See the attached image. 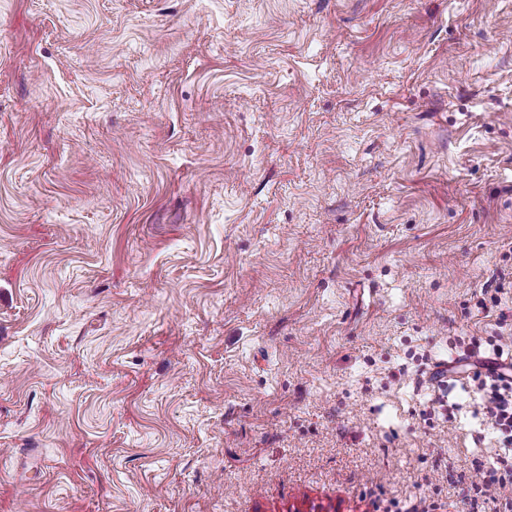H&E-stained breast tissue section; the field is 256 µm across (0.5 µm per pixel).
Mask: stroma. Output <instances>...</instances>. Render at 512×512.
Instances as JSON below:
<instances>
[{"label": "stroma", "mask_w": 512, "mask_h": 512, "mask_svg": "<svg viewBox=\"0 0 512 512\" xmlns=\"http://www.w3.org/2000/svg\"><path fill=\"white\" fill-rule=\"evenodd\" d=\"M512 0H0V512H497ZM487 369L485 380L481 385V404L484 416L500 431L512 433V377L498 372V366L483 365ZM498 467H493V470L496 472H500V475L496 477V475H487V473L483 471H478L472 482L473 486L477 490L481 496L486 499H491L492 501H496L498 495V490L501 486H504L506 483L512 484V456L510 457H500L496 461Z\"/></svg>", "instance_id": "obj_1"}]
</instances>
